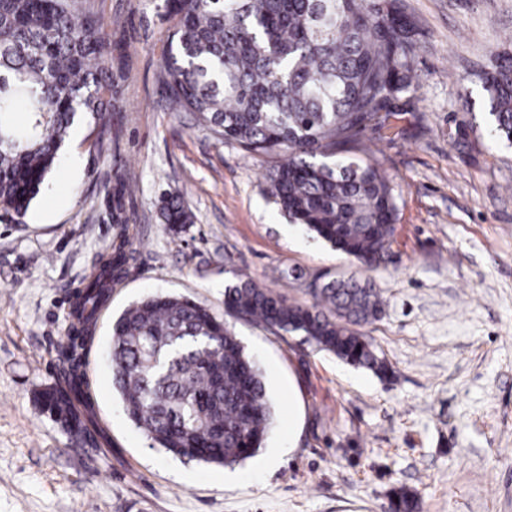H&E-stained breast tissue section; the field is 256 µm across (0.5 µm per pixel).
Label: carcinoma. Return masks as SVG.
<instances>
[{
	"mask_svg": "<svg viewBox=\"0 0 512 512\" xmlns=\"http://www.w3.org/2000/svg\"><path fill=\"white\" fill-rule=\"evenodd\" d=\"M174 20L160 83L177 112L247 152L275 160L268 192L291 224L368 267L393 242L399 208L387 174L368 156L367 131L392 129L389 104L412 83L416 45L401 15L384 23L375 0H170ZM124 61L112 55L91 0H0V219L23 223L61 165L81 114L112 111ZM496 142L512 145V57L481 76ZM26 113L22 123L18 112ZM130 185L115 172L116 233L69 313L58 346V380L38 395L74 437L97 443L84 400L85 338L134 259ZM176 234L193 223L183 198L163 199ZM289 301L238 280L224 304L238 319L300 336L318 350L377 375L388 371L357 327L383 300L369 281L333 279ZM112 385L130 421L159 447L232 465L262 447L273 411L263 376L230 325L183 296L156 295L112 323Z\"/></svg>",
	"mask_w": 512,
	"mask_h": 512,
	"instance_id": "obj_1",
	"label": "carcinoma"
}]
</instances>
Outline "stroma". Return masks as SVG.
I'll return each mask as SVG.
<instances>
[{
    "label": "stroma",
    "instance_id": "stroma-1",
    "mask_svg": "<svg viewBox=\"0 0 512 512\" xmlns=\"http://www.w3.org/2000/svg\"><path fill=\"white\" fill-rule=\"evenodd\" d=\"M393 2L414 24L417 56L393 104L395 133L373 148L399 220L385 262L370 269L286 222L266 191V158L171 111L159 82L173 25L163 0H92L130 64L119 101L105 122L76 123L23 223L0 221V512H392L401 487L415 512H512V147L488 135L479 81L496 55L512 56V0ZM118 170L135 184L134 258L86 341L95 448L35 395L53 383L71 305L112 241ZM172 194L193 213L179 234L159 215ZM240 273L302 305L308 280L372 281L385 305L360 331L390 373L232 321L263 371L273 426L232 466L175 456L123 411L112 322L157 293L223 315Z\"/></svg>",
    "mask_w": 512,
    "mask_h": 512
}]
</instances>
